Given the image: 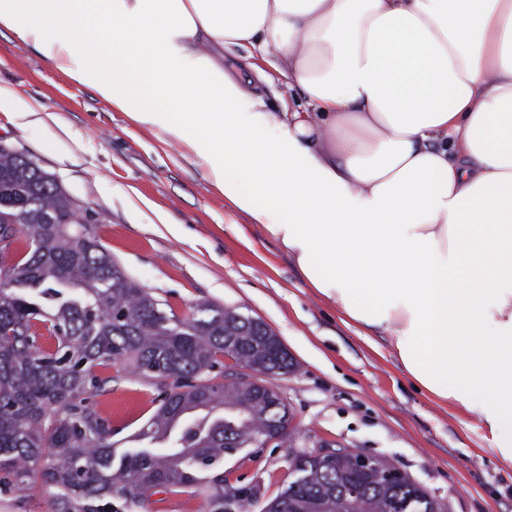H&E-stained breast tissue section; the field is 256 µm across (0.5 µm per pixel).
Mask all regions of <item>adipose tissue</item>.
Listing matches in <instances>:
<instances>
[{
  "label": "adipose tissue",
  "instance_id": "1",
  "mask_svg": "<svg viewBox=\"0 0 512 512\" xmlns=\"http://www.w3.org/2000/svg\"><path fill=\"white\" fill-rule=\"evenodd\" d=\"M0 28L183 145L512 464V0H0ZM253 81V88L261 94L274 112L282 111V100L288 103V87L276 72L269 71L268 77H259L256 72L244 73Z\"/></svg>",
  "mask_w": 512,
  "mask_h": 512
}]
</instances>
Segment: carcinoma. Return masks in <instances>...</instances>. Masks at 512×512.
<instances>
[{
    "label": "carcinoma",
    "mask_w": 512,
    "mask_h": 512,
    "mask_svg": "<svg viewBox=\"0 0 512 512\" xmlns=\"http://www.w3.org/2000/svg\"><path fill=\"white\" fill-rule=\"evenodd\" d=\"M38 187L24 219L10 223L6 184ZM84 207L53 175L12 149L0 150V239L27 237L28 252L0 267V491L36 484L57 490L52 512H120L118 501H140L157 491L204 493L209 512H224V410L245 407L233 434L258 448L268 423L280 413L236 383L211 377L224 357L249 364L265 335L230 309L202 304L180 317L112 259L81 223ZM53 217L55 224L44 222ZM235 340L224 348V339ZM171 379L157 414L139 440L168 446L156 455L129 451L115 460L112 428L93 400L112 382L103 372ZM304 483L274 498L284 512H386L389 499L407 512H442L443 504L410 476L385 483L395 469L378 459L362 475L366 494L345 499L341 486L355 462L342 449L328 459L295 455Z\"/></svg>",
    "instance_id": "1"
}]
</instances>
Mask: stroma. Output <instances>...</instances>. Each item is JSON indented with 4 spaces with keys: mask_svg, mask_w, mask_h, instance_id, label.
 <instances>
[{
    "mask_svg": "<svg viewBox=\"0 0 512 512\" xmlns=\"http://www.w3.org/2000/svg\"><path fill=\"white\" fill-rule=\"evenodd\" d=\"M0 88L33 106L0 112V143L56 177L113 259L164 309L183 316L212 303L261 319L287 347L294 367L269 383L292 413L288 435L225 456L228 484L260 487L228 512H261L290 482L289 457L322 445L390 459L447 512H512V466L489 448L478 417L414 390L382 333L366 340L343 324L261 225L225 204L183 146L137 126L6 30ZM170 223L184 225L185 237L168 233ZM170 387L113 368L95 409L115 430V453L138 448ZM207 510L202 495L168 492L126 512Z\"/></svg>",
    "mask_w": 512,
    "mask_h": 512,
    "instance_id": "obj_1",
    "label": "stroma"
}]
</instances>
